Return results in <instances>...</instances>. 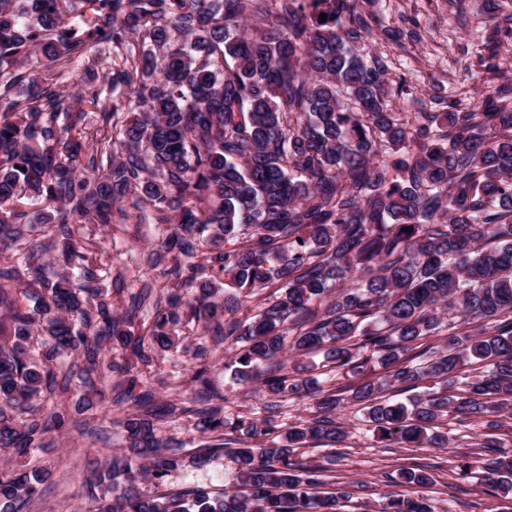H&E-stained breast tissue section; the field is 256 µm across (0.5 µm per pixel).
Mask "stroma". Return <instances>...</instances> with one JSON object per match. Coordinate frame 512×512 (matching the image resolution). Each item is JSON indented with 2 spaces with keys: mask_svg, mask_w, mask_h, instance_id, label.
Returning a JSON list of instances; mask_svg holds the SVG:
<instances>
[{
  "mask_svg": "<svg viewBox=\"0 0 512 512\" xmlns=\"http://www.w3.org/2000/svg\"><path fill=\"white\" fill-rule=\"evenodd\" d=\"M374 9L394 26L415 22L421 35L420 41L414 43L378 45L392 62L389 97L396 111H420L422 102L433 94L460 98L478 91L489 92L493 82L479 85L470 78L480 69L476 54L462 51L466 44L477 42L480 33L491 24L484 0H376ZM83 232L93 239L103 262L111 267L110 276L102 283L106 292L121 285L134 293L141 280L164 281V266L151 268L146 264L148 253L160 245L161 225L147 221L108 227L88 224ZM224 359V353L210 354L207 376L228 399L226 416L232 418L242 411L261 412L265 398L259 382H236L230 370L225 369ZM196 365L191 353H161L151 372L141 380L143 387L153 391L157 402L178 399L187 407V414L160 425L162 437L187 458L207 441L206 435L196 431L190 414L197 406V386L189 380ZM126 383V378L116 373L105 378L98 384L89 410L77 397H67L70 422L50 431L48 447L38 450L29 460L30 465L45 467L48 475L23 512H92L94 503L85 494L87 479L92 471L106 467L113 454L128 452L126 433L119 424L122 411L113 403ZM342 420L349 433L345 443L303 448L299 457L322 465L328 490L355 484L345 512H377L380 497L375 494V487L417 462L427 464L434 479L426 491L434 512H512V499L501 497L477 479L458 476L456 465L461 458L478 457L477 449L466 445L468 428L452 425L450 434L456 445L449 449L387 448L374 436L356 407L345 408ZM234 472L230 457L221 456L203 466H188L166 477L163 484L145 479L138 487L147 495L156 494L161 488L186 487L216 493L230 489Z\"/></svg>",
  "mask_w": 512,
  "mask_h": 512,
  "instance_id": "35a3bbf8",
  "label": "stroma"
}]
</instances>
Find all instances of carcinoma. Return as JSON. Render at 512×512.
Wrapping results in <instances>:
<instances>
[{"label":"carcinoma","mask_w":512,"mask_h":512,"mask_svg":"<svg viewBox=\"0 0 512 512\" xmlns=\"http://www.w3.org/2000/svg\"><path fill=\"white\" fill-rule=\"evenodd\" d=\"M374 2L0 0V247L26 232L48 239L0 263L1 448L24 458L46 447L69 421L56 393H89L105 371L125 372L105 362L104 345L149 367L184 347L178 326L191 322L228 343L244 381L261 362L319 351L331 371L381 375L342 389L330 371L290 381L275 366L262 382L265 416L196 411L213 442L193 458L229 454L236 465L240 490L218 495H141L138 481L183 467L157 424L178 405L145 391L120 423L150 462L113 456L87 496L98 502L95 489L121 482L124 493L95 512H345L351 492L319 491L324 469L296 450L345 442L350 405L389 448L450 447L438 426L450 414L473 423L475 448L512 436V86L467 107L433 96L428 112L395 111L389 60L361 43L418 35L383 24ZM90 47L112 53L89 103L118 137L88 148L73 135L78 100L45 72L76 65L94 80ZM126 99L134 120H120ZM24 199L39 207L18 210ZM116 216L165 225L148 262L172 260L168 281L132 294L122 314L101 297L105 267L77 230ZM226 277L261 310L241 319V299L221 297ZM149 301L153 320L136 334ZM65 360L76 374H58ZM478 363L462 394H448L457 371ZM206 371L190 374L200 397L226 401ZM422 385L407 405L386 396ZM303 395L311 418L282 428L280 402ZM45 478L36 466L0 474V512H19ZM483 480L511 494L512 456L491 459ZM396 484L410 491L381 494L380 512H433L426 472L403 468Z\"/></svg>","instance_id":"carcinoma-1"}]
</instances>
